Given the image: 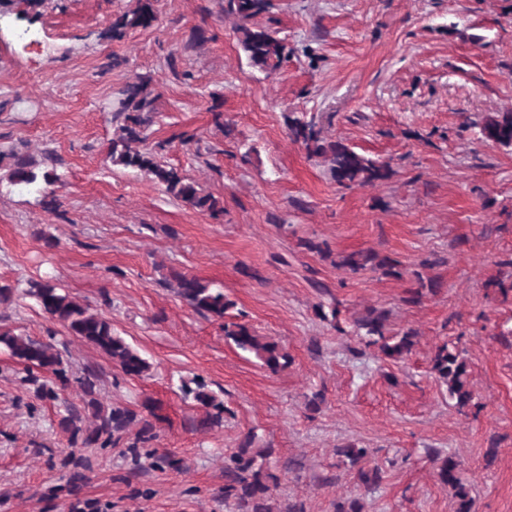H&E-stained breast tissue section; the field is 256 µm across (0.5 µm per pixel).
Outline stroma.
I'll return each mask as SVG.
<instances>
[{
  "instance_id": "obj_1",
  "label": "stroma",
  "mask_w": 512,
  "mask_h": 512,
  "mask_svg": "<svg viewBox=\"0 0 512 512\" xmlns=\"http://www.w3.org/2000/svg\"><path fill=\"white\" fill-rule=\"evenodd\" d=\"M272 3L253 20L286 46L271 72L250 64L224 0H153L157 24L119 39L112 24L137 0H0V150L52 154L58 177L53 211L0 182V285L14 289L0 332L52 344L66 370L59 400H44L0 352V512H232L224 458L251 433L273 451L282 510L357 499L364 512H455L440 453L459 461L471 512H512V147L481 134L512 112V0ZM17 28L43 30L45 48L16 43ZM145 75L157 100L144 148L164 143L159 160L219 213L113 165V111ZM291 112L391 176L338 186L292 140ZM361 250L397 261L399 276L338 266ZM177 273L223 291L226 319L183 301ZM44 277L107 317L147 375L49 319L24 294ZM372 308L391 332L416 331L405 360L354 335ZM228 320L282 344L289 366L238 350ZM444 344L469 365L463 412L431 370ZM89 371L104 407L137 415L117 447L70 449L58 426L68 404L90 420L77 383ZM196 378L223 400V426L199 428L181 390ZM142 420L156 438L137 448ZM349 445L368 449L377 485L340 455ZM161 454L170 467H156Z\"/></svg>"
}]
</instances>
